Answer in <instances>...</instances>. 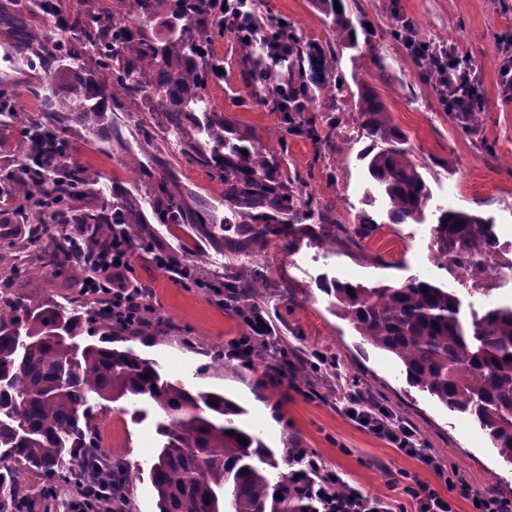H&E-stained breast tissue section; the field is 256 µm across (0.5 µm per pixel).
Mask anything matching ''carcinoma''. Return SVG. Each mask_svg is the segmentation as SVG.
<instances>
[{
    "label": "carcinoma",
    "mask_w": 512,
    "mask_h": 512,
    "mask_svg": "<svg viewBox=\"0 0 512 512\" xmlns=\"http://www.w3.org/2000/svg\"><path fill=\"white\" fill-rule=\"evenodd\" d=\"M112 10L82 12L69 0H32L33 21L43 19L60 32L49 48L24 36L20 51L33 68L51 78L65 72L64 94L40 95L39 115L25 124L13 160L0 166L4 196L29 224L27 235L0 252V512H69L61 493L104 496L133 512L127 497L128 467L100 453L99 427L89 402L123 397L150 402L162 421L164 438L150 467L159 512H315L308 494L292 486L262 440L242 427V409L224 394L193 392L162 377L157 366L119 343L141 335L138 325L112 321V305L93 273L99 254L112 247V231L129 244L153 249L139 205L119 194L115 201L88 197L100 173L74 157L66 127L80 124L98 132L117 96L153 101L169 126L180 130L194 113L213 111L207 77L220 66L211 52L212 12L199 0H113ZM331 19L337 42L354 47L357 29L343 0H317ZM240 41L250 57L260 44L278 51L273 61L287 64L288 93L268 83L266 60H253L249 77L266 91L263 102L282 114L284 130L320 142L312 118L296 120L312 102L313 90L336 70V49L301 40L284 18L249 14ZM419 66L426 78L444 77L435 57L424 51ZM16 93L0 88V115H14ZM356 116L373 142L364 158L367 172L388 201L394 224L415 221L430 201V190L412 158L404 134L393 125L386 106L371 93L358 95ZM483 112L472 99L449 116L470 131ZM203 138L189 144L194 161L224 185L238 237L231 250L247 258L266 240L271 225L283 226L287 246L307 224L328 225L336 240L329 205L306 190L298 172L283 174L263 149L234 143L224 118L200 127ZM155 214L161 224L216 223L206 205L186 211L180 191L161 189ZM440 257L468 263L482 273V256L499 248L492 223L464 210L446 209L434 229ZM181 278L208 279L198 255L184 259ZM74 268L86 287L73 308L31 306L15 296L25 279L39 270ZM336 308L364 342L393 355L407 381L447 408L467 413L487 431L502 460L512 465V302L487 304L482 313L465 314L456 292L412 277L399 286L342 282L325 284ZM257 284L246 279L224 283V298L240 318L260 308ZM90 341L80 344L77 339ZM243 437L247 443L239 442ZM41 476L40 486H25L24 472Z\"/></svg>",
    "instance_id": "cac0c4a2"
}]
</instances>
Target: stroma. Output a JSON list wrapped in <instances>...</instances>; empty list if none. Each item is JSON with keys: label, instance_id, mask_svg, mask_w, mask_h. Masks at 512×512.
Listing matches in <instances>:
<instances>
[{"label": "stroma", "instance_id": "obj_1", "mask_svg": "<svg viewBox=\"0 0 512 512\" xmlns=\"http://www.w3.org/2000/svg\"><path fill=\"white\" fill-rule=\"evenodd\" d=\"M261 11L285 17L306 39L326 43L335 35L329 19L313 0H257ZM350 16L367 14L374 34L368 43L336 48V65L351 91L369 88L388 109L394 125L408 139L421 164L431 200L418 221L391 223L387 204L371 192L364 151L370 140L359 126L351 103L332 111L330 89L317 92L307 109L318 126L335 115L327 140L283 135L281 115L255 95L247 63L232 34L215 41L224 60V75L207 86L212 104L238 134L272 154L281 171H298L309 191L330 204L347 228L337 241L325 240L318 225H308L295 251H287L284 235H269L255 245L247 267H239L224 244L223 231L208 235L190 224L155 222L157 184L145 173L162 175L180 189L189 205L206 202L224 208V187L186 153L194 126L176 131L151 104L122 101L107 113L97 136L71 125L69 138L77 159L101 172L97 193L111 198L113 188L136 196L149 218V233L160 247L182 257L205 259L214 281L251 274L264 285V311L278 337L252 364L225 358L244 327L232 311L219 305L208 289L170 280L157 269L153 252L133 249L131 278L149 285L159 306L150 332L130 340L142 358L154 362L167 378L194 390L224 393L240 405L243 426L251 429L283 459L293 448L316 455L343 473L352 486L387 501L394 512H414V503L392 484L401 475L439 487L440 482L414 458L364 431L340 409L344 392L363 396L414 427L421 443L449 460L472 487L512 501V466L492 447L480 424L467 414L441 405L411 386L400 364L387 353L364 344L352 325L338 315L333 297L321 283L339 279L367 286L401 284L420 276L456 286L464 311H481L485 299H512V283L490 275H462L445 266L434 246L432 230L440 210L459 209L481 215L493 224L499 239L494 262L512 266V97H505L500 66L512 54V0H344ZM418 28L421 40L453 45L472 64L484 102L478 127L464 132L453 123L421 75L415 60L390 35L397 17ZM0 84L14 88L17 120L0 126V165L20 139L23 115L36 114L37 90L43 73L31 71L17 51L11 28L0 25ZM150 117L155 147H148L138 121ZM374 229L358 235L361 217ZM81 284L70 273L44 270L26 281L25 302L73 306ZM100 436L114 460L127 465V488L135 512H157L150 466L162 445L159 417L145 402L124 397L96 408Z\"/></svg>", "mask_w": 512, "mask_h": 512}]
</instances>
